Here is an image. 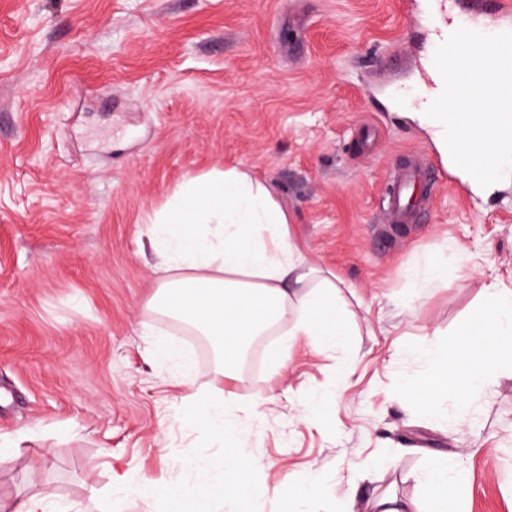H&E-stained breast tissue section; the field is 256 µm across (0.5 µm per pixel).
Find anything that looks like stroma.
Listing matches in <instances>:
<instances>
[{"label":"stroma","instance_id":"35a3bbf8","mask_svg":"<svg viewBox=\"0 0 512 512\" xmlns=\"http://www.w3.org/2000/svg\"><path fill=\"white\" fill-rule=\"evenodd\" d=\"M431 49L413 0H0V440L20 442L0 497L162 512L134 480L226 479L224 439L185 408L220 389L247 420L258 512L313 477L300 512L421 505L436 455L467 475L468 512H512V357L463 419L409 391L485 289H512V182L436 190L416 224L379 207L394 166L434 156L413 117ZM232 166L273 189L348 326L341 348L296 337L276 375L279 334L222 378L205 337L147 307L146 223L185 178ZM159 336L191 372L153 356Z\"/></svg>","mask_w":512,"mask_h":512}]
</instances>
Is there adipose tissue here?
Returning <instances> with one entry per match:
<instances>
[{"label": "adipose tissue", "mask_w": 512, "mask_h": 512, "mask_svg": "<svg viewBox=\"0 0 512 512\" xmlns=\"http://www.w3.org/2000/svg\"><path fill=\"white\" fill-rule=\"evenodd\" d=\"M288 216L267 186L250 172L232 167L184 180L146 226L160 258L157 285L148 308L205 336L219 361V373L233 376L250 343L283 323L320 349L343 344L348 334L336 301L334 281L308 266L288 233ZM478 355L454 357L434 348L436 374L422 387L428 397L453 396L486 379L496 364V347L512 345V291L487 289L485 304L466 331ZM195 421L223 435L220 462L230 478L202 483L194 491L160 488L150 482L138 492L160 500L165 512H205L209 500L231 497L236 512H256L262 490L244 474L247 445L241 422L224 413L223 394L191 396ZM465 480L446 458L429 462L425 512H466Z\"/></svg>", "instance_id": "adipose-tissue-1"}]
</instances>
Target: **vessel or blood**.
Segmentation results:
<instances>
[{
	"label": "vessel or blood",
	"mask_w": 512,
	"mask_h": 512,
	"mask_svg": "<svg viewBox=\"0 0 512 512\" xmlns=\"http://www.w3.org/2000/svg\"><path fill=\"white\" fill-rule=\"evenodd\" d=\"M468 21L483 18L498 32H512V0H454ZM433 182L429 167L406 165L382 193V210L389 224L412 223L418 209L429 203Z\"/></svg>",
	"instance_id": "vessel-or-blood-1"
}]
</instances>
